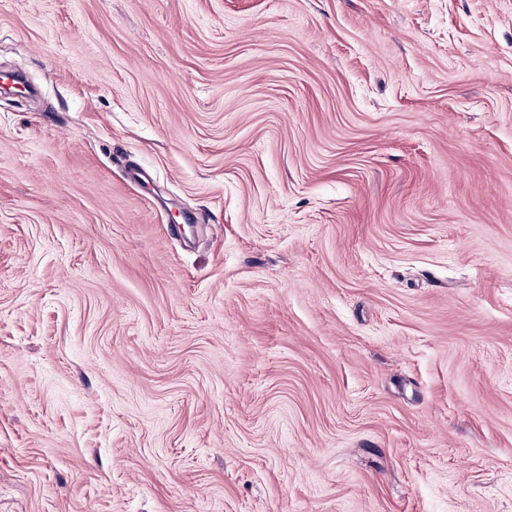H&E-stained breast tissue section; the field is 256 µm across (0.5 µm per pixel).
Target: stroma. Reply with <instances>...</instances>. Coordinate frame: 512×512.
<instances>
[{
	"label": "stroma",
	"instance_id": "stroma-1",
	"mask_svg": "<svg viewBox=\"0 0 512 512\" xmlns=\"http://www.w3.org/2000/svg\"><path fill=\"white\" fill-rule=\"evenodd\" d=\"M16 68L0 512H512V0H0Z\"/></svg>",
	"mask_w": 512,
	"mask_h": 512
}]
</instances>
